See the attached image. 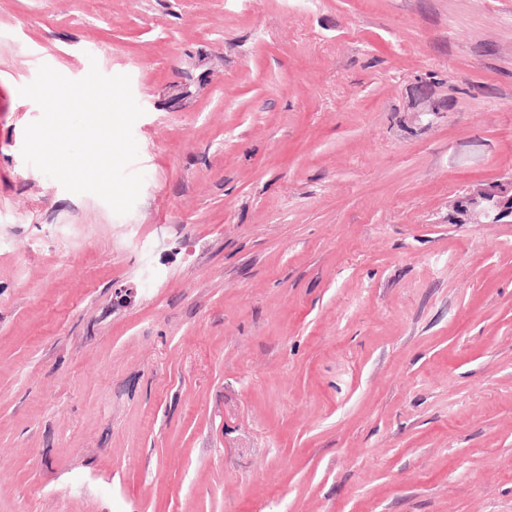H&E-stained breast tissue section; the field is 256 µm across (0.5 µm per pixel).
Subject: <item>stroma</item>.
Masks as SVG:
<instances>
[{
	"label": "stroma",
	"instance_id": "stroma-1",
	"mask_svg": "<svg viewBox=\"0 0 512 512\" xmlns=\"http://www.w3.org/2000/svg\"><path fill=\"white\" fill-rule=\"evenodd\" d=\"M126 74L119 215L27 164ZM512 0H0V512H512ZM463 210L472 224L497 223L512 216V182L479 184L465 197Z\"/></svg>",
	"mask_w": 512,
	"mask_h": 512
}]
</instances>
